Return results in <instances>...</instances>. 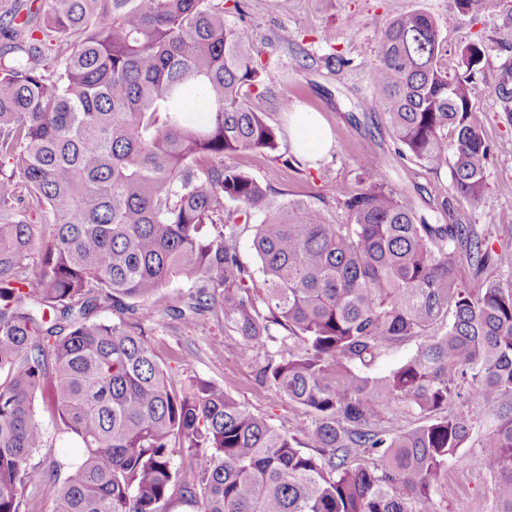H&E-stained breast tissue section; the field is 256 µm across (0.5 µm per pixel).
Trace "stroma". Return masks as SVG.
Here are the masks:
<instances>
[{
	"label": "stroma",
	"instance_id": "obj_1",
	"mask_svg": "<svg viewBox=\"0 0 512 512\" xmlns=\"http://www.w3.org/2000/svg\"><path fill=\"white\" fill-rule=\"evenodd\" d=\"M244 13L236 24L248 35L254 49L268 64L266 83L273 90L287 89L293 107L315 112L331 136V145L318 158L296 154L292 148L289 115L271 109L267 122L278 134V148L268 153L245 152L237 164L267 186L271 197L301 200L324 214L328 223L343 224L347 213L337 187L361 189V178L375 164H383L392 188L416 214L431 224H473L489 238L494 266L482 273H466L468 287H485L488 281L512 280V112L496 92L500 73L512 66V6L507 0H491L478 16H458L444 30L441 64L449 76L459 75L462 49L482 41L486 55L471 77L472 101L484 112V136L490 146L483 200L475 205L454 203L450 169L432 170L416 163L393 138L377 94L368 82V72L377 62L382 31L397 15L421 10L438 19L456 11L455 0H243ZM357 16L358 26H349L348 16ZM300 32L304 48L312 55L324 54L318 36L333 29L335 48L349 59L338 72L322 67L303 68L292 47L279 45V29ZM451 201L449 214H442V201ZM153 338L160 357L176 379L196 377L223 385L225 391L253 412L269 418L284 431L300 434L311 418L278 391L256 380L265 353L245 356L243 341L223 322L187 328L157 318ZM37 417L47 433L45 448L37 450L31 463L38 469L52 462H66L75 454V444L56 430L44 403H37ZM493 480L478 465L472 449H462L448 467V495L417 505L416 512H492Z\"/></svg>",
	"mask_w": 512,
	"mask_h": 512
}]
</instances>
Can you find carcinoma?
Here are the masks:
<instances>
[{
	"label": "carcinoma",
	"mask_w": 512,
	"mask_h": 512,
	"mask_svg": "<svg viewBox=\"0 0 512 512\" xmlns=\"http://www.w3.org/2000/svg\"><path fill=\"white\" fill-rule=\"evenodd\" d=\"M441 22L422 11L381 34L368 79L396 141L433 170L450 167L456 197L486 188L490 147L469 79L438 59L442 29L492 0H456ZM0 16V512L58 483L53 512H416L448 490V462L478 411L498 409L476 461L494 478L495 512H512V283L473 292L463 271L491 258L473 224H429L402 202L386 170L337 189L349 221L329 224L303 201L270 200L234 163L273 152L265 65L228 19L240 0H44ZM320 41L330 72L349 64ZM486 46L466 45L470 73ZM192 86L208 117H191ZM498 93L512 101V67ZM44 214L35 232L17 196ZM236 208H226V203ZM262 220L251 223L255 213ZM251 233L262 283L239 259ZM40 266L30 271L32 253ZM194 278L164 314L187 326L212 315L259 373L312 415L299 439L250 412L224 387L174 385L145 327L144 305L172 279ZM115 319L97 318L103 309ZM416 352L390 374L363 373L408 338ZM45 397L78 455L49 474L29 465L46 445L34 401ZM425 418L394 432L393 407ZM202 456L175 465L172 449Z\"/></svg>",
	"instance_id": "obj_1"
}]
</instances>
